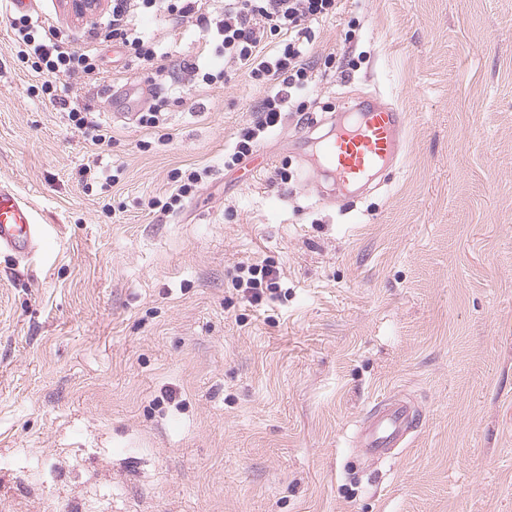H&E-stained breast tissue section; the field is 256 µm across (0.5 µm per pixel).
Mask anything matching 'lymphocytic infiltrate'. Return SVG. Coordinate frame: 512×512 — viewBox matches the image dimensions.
I'll return each mask as SVG.
<instances>
[{
  "instance_id": "1",
  "label": "lymphocytic infiltrate",
  "mask_w": 512,
  "mask_h": 512,
  "mask_svg": "<svg viewBox=\"0 0 512 512\" xmlns=\"http://www.w3.org/2000/svg\"><path fill=\"white\" fill-rule=\"evenodd\" d=\"M340 0H224L216 16L202 11L201 0H112V37L137 59L164 71V56L156 50L153 38L130 26L136 9L163 16L182 24L212 26L222 38L216 52L224 60L218 73H204L203 82L227 78L230 72L244 71L259 84H273L272 92L261 101L258 122L244 130L225 166L242 164L251 157L258 139L277 126L286 111L301 112L300 100L313 81L309 62L313 23L335 16ZM11 47L18 57L30 61L32 69L52 87L60 77L79 72L89 79L99 73L98 49H75L69 38L53 26L23 15L12 22ZM275 43L272 54H265L268 43Z\"/></svg>"
}]
</instances>
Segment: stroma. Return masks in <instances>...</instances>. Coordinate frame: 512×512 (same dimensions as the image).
<instances>
[{
	"label": "stroma",
	"instance_id": "35a3bbf8",
	"mask_svg": "<svg viewBox=\"0 0 512 512\" xmlns=\"http://www.w3.org/2000/svg\"><path fill=\"white\" fill-rule=\"evenodd\" d=\"M32 13L104 72L47 94L0 0V183L46 232L0 254V512H512V0H342L315 26L310 116L377 94L410 117L351 218L316 202L295 154L323 130L295 113L260 138L265 170L225 169L267 89L202 84L212 35L142 19L158 73L61 0ZM131 81L159 127L123 118ZM190 170L191 195L148 208ZM263 260L279 286L254 304L233 279ZM388 396L422 426L363 459Z\"/></svg>",
	"mask_w": 512,
	"mask_h": 512
}]
</instances>
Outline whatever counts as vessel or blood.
<instances>
[{
	"mask_svg": "<svg viewBox=\"0 0 512 512\" xmlns=\"http://www.w3.org/2000/svg\"><path fill=\"white\" fill-rule=\"evenodd\" d=\"M406 115L391 105L368 101L352 120L340 123L332 137L319 142L317 157L329 166L337 188L356 195L373 178L392 171L405 150ZM38 226L30 206L10 186L0 184V252L15 260L29 258L36 248ZM420 411L411 402L390 398L368 413L356 446L369 456L387 457L417 429Z\"/></svg>",
	"mask_w": 512,
	"mask_h": 512,
	"instance_id": "1",
	"label": "vessel or blood"
}]
</instances>
